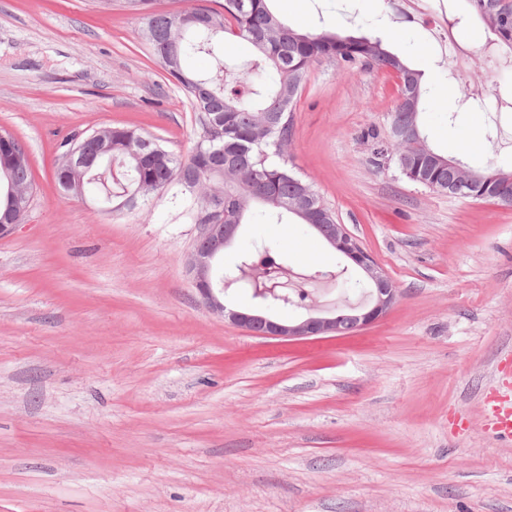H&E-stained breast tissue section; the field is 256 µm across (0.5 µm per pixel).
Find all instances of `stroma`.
Returning a JSON list of instances; mask_svg holds the SVG:
<instances>
[{"mask_svg": "<svg viewBox=\"0 0 512 512\" xmlns=\"http://www.w3.org/2000/svg\"><path fill=\"white\" fill-rule=\"evenodd\" d=\"M289 26L381 39L422 73L423 127L478 168L512 161V76L464 0H431L471 52L459 67L388 0H273ZM124 0H0V130L28 149L30 207L0 237V512H512V442L483 398L512 355V207L376 167L397 81L308 71L288 160L395 282L345 336L249 334L187 274L201 226L179 186L133 209L63 198V144L135 125L187 156L188 95ZM470 139L471 148L458 144ZM293 273L347 267L301 224H266Z\"/></svg>", "mask_w": 512, "mask_h": 512, "instance_id": "obj_1", "label": "stroma"}]
</instances>
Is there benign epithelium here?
<instances>
[{
    "label": "benign epithelium",
    "mask_w": 512,
    "mask_h": 512,
    "mask_svg": "<svg viewBox=\"0 0 512 512\" xmlns=\"http://www.w3.org/2000/svg\"><path fill=\"white\" fill-rule=\"evenodd\" d=\"M239 229L238 224L202 225V232L196 239L187 270L205 304L248 333L288 339L315 337L339 331L348 334L378 321L396 300L397 288L389 275L376 263L373 256L364 250L345 225L333 224L331 231L324 235V240L335 251L358 264L372 281L374 291L370 293L369 304L356 307L348 314L335 313L330 317L309 316L288 322L264 314L229 309L217 296V293L224 292V289L205 288L203 282L211 280L214 260L235 238Z\"/></svg>",
    "instance_id": "1"
}]
</instances>
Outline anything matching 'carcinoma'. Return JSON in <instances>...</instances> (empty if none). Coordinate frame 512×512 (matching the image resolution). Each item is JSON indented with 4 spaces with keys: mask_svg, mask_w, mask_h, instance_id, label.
Instances as JSON below:
<instances>
[{
    "mask_svg": "<svg viewBox=\"0 0 512 512\" xmlns=\"http://www.w3.org/2000/svg\"><path fill=\"white\" fill-rule=\"evenodd\" d=\"M146 20L143 38L170 79L190 96L199 113L200 132L194 148L180 158L158 139L136 126L107 127L96 132L94 149L101 166L85 175L73 174L72 193L119 198L113 210L134 208L153 194L177 183L188 193L198 215L223 206L226 224L248 222L256 227L293 218L299 224H335L336 217L314 186L298 176L284 159L293 134V112L310 65L331 59L350 69L373 65L394 74L397 104L389 114L387 134L369 129L364 138L374 145L373 163L395 164L402 176L432 191L446 193L459 172L448 166L422 128L421 105L426 94L420 73L381 41L337 33L325 26L301 33L286 25L271 8L272 0H220L219 7L198 5L178 12H158L156 0H129ZM471 10L495 36L512 48V22L490 0H466ZM244 41L252 48L245 74L250 87L229 86L234 75L224 44ZM11 140L15 160L0 162V215L12 208L7 185L31 183L28 154ZM468 180L467 197L512 205V167L475 169L462 162ZM289 270L288 257L271 241L246 247L237 267L238 286L254 291L267 288V268ZM308 300L304 288H280L278 297L260 302L294 308Z\"/></svg>",
    "mask_w": 512,
    "mask_h": 512,
    "instance_id": "1",
    "label": "carcinoma"
}]
</instances>
